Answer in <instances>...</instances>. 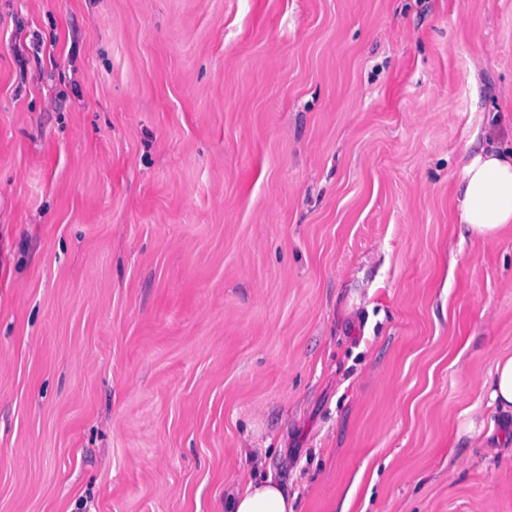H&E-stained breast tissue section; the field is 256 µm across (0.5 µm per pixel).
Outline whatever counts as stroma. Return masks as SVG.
<instances>
[{
  "instance_id": "stroma-1",
  "label": "stroma",
  "mask_w": 512,
  "mask_h": 512,
  "mask_svg": "<svg viewBox=\"0 0 512 512\" xmlns=\"http://www.w3.org/2000/svg\"><path fill=\"white\" fill-rule=\"evenodd\" d=\"M483 149L512 0H0V512H512ZM460 221L482 238L512 223V152L473 155L464 169ZM490 376L492 405L496 411L504 415L505 421L511 415L512 428V354L501 357ZM295 499V495L290 498L288 491L271 477L249 478L235 491L227 512H296Z\"/></svg>"
}]
</instances>
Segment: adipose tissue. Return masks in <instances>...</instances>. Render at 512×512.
Instances as JSON below:
<instances>
[{"mask_svg": "<svg viewBox=\"0 0 512 512\" xmlns=\"http://www.w3.org/2000/svg\"><path fill=\"white\" fill-rule=\"evenodd\" d=\"M460 220L486 238L512 223V154L473 155L464 169ZM230 512H295L294 500L272 478L245 480L230 501Z\"/></svg>", "mask_w": 512, "mask_h": 512, "instance_id": "1", "label": "adipose tissue"}]
</instances>
